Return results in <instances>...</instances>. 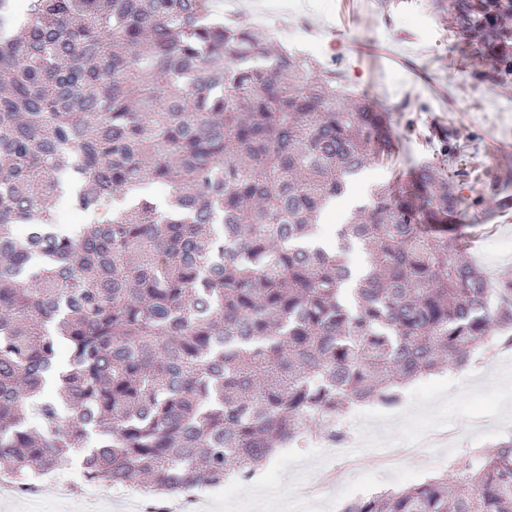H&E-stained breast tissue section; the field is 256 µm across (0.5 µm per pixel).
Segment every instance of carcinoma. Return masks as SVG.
<instances>
[{
    "mask_svg": "<svg viewBox=\"0 0 512 512\" xmlns=\"http://www.w3.org/2000/svg\"><path fill=\"white\" fill-rule=\"evenodd\" d=\"M211 2L31 0L8 35L0 0V473L77 458L98 485L207 487L512 349V279L450 224L465 183L481 202L497 181L458 144L316 244L397 150L391 117ZM451 18L462 55L511 82L512 0H453ZM66 193L83 215L116 203L112 219L60 232ZM342 512H512V435Z\"/></svg>",
    "mask_w": 512,
    "mask_h": 512,
    "instance_id": "cac0c4a2",
    "label": "carcinoma"
}]
</instances>
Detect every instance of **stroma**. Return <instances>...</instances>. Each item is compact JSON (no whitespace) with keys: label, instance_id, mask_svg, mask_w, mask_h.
Here are the masks:
<instances>
[{"label":"stroma","instance_id":"obj_1","mask_svg":"<svg viewBox=\"0 0 512 512\" xmlns=\"http://www.w3.org/2000/svg\"><path fill=\"white\" fill-rule=\"evenodd\" d=\"M450 22L448 0H290L288 13L289 28L317 31L326 67L391 114L402 142L398 155L360 176L352 187L355 199L392 173L439 156L446 138H463L468 168L499 175L497 195L484 202H475L469 188L461 190L463 231L473 239L470 254L491 278L512 276V251L501 249L512 241V208L504 212L498 205L501 197L512 200V133L503 131L512 116L490 109L512 101V85L491 84L462 60ZM511 382L497 375L487 390L445 406L431 402L425 420L431 425L451 417L463 427L480 412L512 416V406L494 396Z\"/></svg>","mask_w":512,"mask_h":512}]
</instances>
